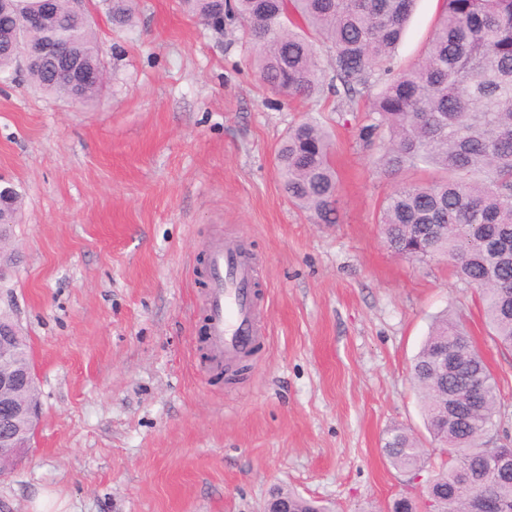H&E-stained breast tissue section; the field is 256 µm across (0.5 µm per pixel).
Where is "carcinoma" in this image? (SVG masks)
Returning a JSON list of instances; mask_svg holds the SVG:
<instances>
[{"label":"carcinoma","mask_w":512,"mask_h":512,"mask_svg":"<svg viewBox=\"0 0 512 512\" xmlns=\"http://www.w3.org/2000/svg\"><path fill=\"white\" fill-rule=\"evenodd\" d=\"M112 26L133 25L137 0H104ZM187 13L221 33L223 20L239 18L253 44L261 82L290 99L320 90L316 44L330 52L328 86L352 112L365 99L371 123L359 130L369 148L382 142L374 163L387 174L425 166V182L396 187L383 201L378 222L394 253L417 260H446L479 294L485 323L512 350V0H440L432 35L417 64L394 71L392 60L415 0H180ZM40 0H0V36L17 14ZM65 51L87 66L101 63L90 18H77L59 0L57 29ZM27 76L39 90L77 106L98 100L103 85L78 87L42 67ZM334 141L314 119L288 128L276 151L280 185L288 199L321 224L338 220L340 182L332 162ZM448 349L441 367L436 353ZM481 390L480 409L449 428L443 420L466 377ZM425 425L439 445L466 449L443 461L426 485L434 512H469L471 483L488 466L486 444L500 403L499 388L463 326L437 317L412 368ZM391 464L423 470L424 449L396 427L384 442ZM489 489L512 512V474ZM292 512H326L291 492Z\"/></svg>","instance_id":"cac0c4a2"}]
</instances>
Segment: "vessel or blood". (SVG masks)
Returning <instances> with one entry per match:
<instances>
[{
	"mask_svg": "<svg viewBox=\"0 0 512 512\" xmlns=\"http://www.w3.org/2000/svg\"><path fill=\"white\" fill-rule=\"evenodd\" d=\"M205 343L214 365L234 367L263 334L256 305L257 271L243 244L214 240L205 269Z\"/></svg>",
	"mask_w": 512,
	"mask_h": 512,
	"instance_id": "vessel-or-blood-1",
	"label": "vessel or blood"
}]
</instances>
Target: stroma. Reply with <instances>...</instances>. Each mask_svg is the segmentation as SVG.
<instances>
[{
    "label": "stroma",
    "mask_w": 512,
    "mask_h": 512,
    "mask_svg": "<svg viewBox=\"0 0 512 512\" xmlns=\"http://www.w3.org/2000/svg\"><path fill=\"white\" fill-rule=\"evenodd\" d=\"M109 82L97 106L47 95L23 67L0 78V179L22 195L0 312L30 350L41 418L0 512H261L274 488L328 512H389L423 490L381 446L406 428L427 465L411 366L433 318L460 321L501 395L512 446V351L494 343L475 289L445 261L394 256L383 199L430 172L389 175L358 137L367 107L272 95L239 20L223 34L179 0H138L115 32L88 4ZM439 0H417L395 63L422 56ZM313 117L335 136L339 220L315 223L282 192L276 146ZM215 238L258 271L263 344L234 379L202 344V268Z\"/></svg>",
    "instance_id": "stroma-1"
}]
</instances>
